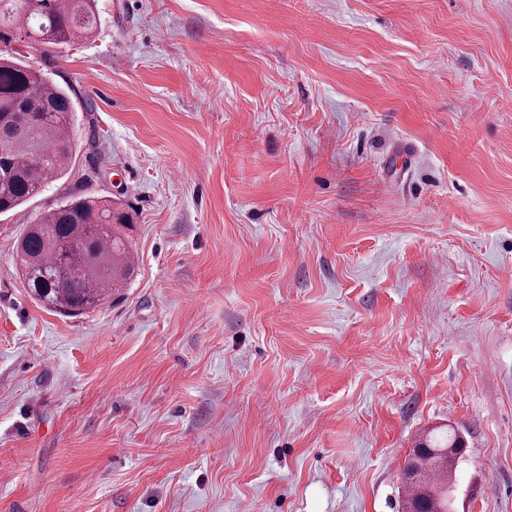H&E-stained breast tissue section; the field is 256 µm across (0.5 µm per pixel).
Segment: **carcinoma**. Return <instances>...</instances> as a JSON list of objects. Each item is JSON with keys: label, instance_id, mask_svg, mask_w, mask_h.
I'll return each mask as SVG.
<instances>
[{"label": "carcinoma", "instance_id": "cac0c4a2", "mask_svg": "<svg viewBox=\"0 0 512 512\" xmlns=\"http://www.w3.org/2000/svg\"><path fill=\"white\" fill-rule=\"evenodd\" d=\"M94 0H0V41L18 30L44 48L69 45L97 26ZM70 95L17 57L0 56V215L15 211L60 179L72 160ZM128 213L110 199L72 196L26 225L16 268L30 295L77 317L127 288L136 273ZM455 429L428 434L403 469V512H448L460 460Z\"/></svg>", "mask_w": 512, "mask_h": 512}]
</instances>
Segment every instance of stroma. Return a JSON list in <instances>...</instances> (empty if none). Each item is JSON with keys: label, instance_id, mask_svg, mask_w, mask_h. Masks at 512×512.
<instances>
[{"label": "stroma", "instance_id": "1", "mask_svg": "<svg viewBox=\"0 0 512 512\" xmlns=\"http://www.w3.org/2000/svg\"><path fill=\"white\" fill-rule=\"evenodd\" d=\"M9 44L74 102L67 175L0 216V512H512V0H97ZM134 218L79 318L14 269L67 196ZM464 449L462 436L454 428L430 432L412 448L403 469V512H448L455 470L450 471L440 458L448 455V460L454 458L455 464L456 459L463 458Z\"/></svg>", "mask_w": 512, "mask_h": 512}]
</instances>
